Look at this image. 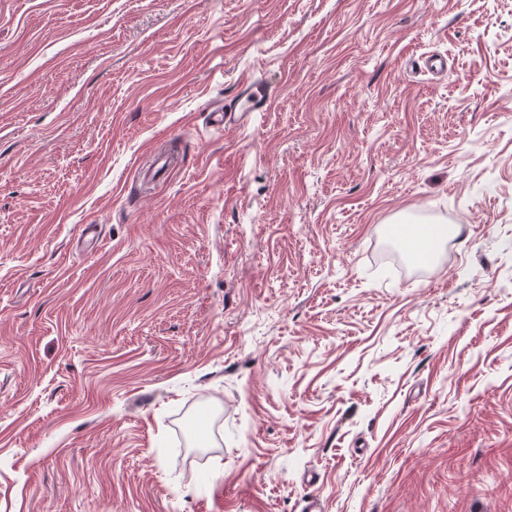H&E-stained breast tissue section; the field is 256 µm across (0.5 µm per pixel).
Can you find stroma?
Masks as SVG:
<instances>
[{
	"label": "stroma",
	"mask_w": 512,
	"mask_h": 512,
	"mask_svg": "<svg viewBox=\"0 0 512 512\" xmlns=\"http://www.w3.org/2000/svg\"><path fill=\"white\" fill-rule=\"evenodd\" d=\"M312 492L512 512V0H0V512ZM272 105L267 87L253 74L240 80V88L233 103L216 106L211 111L213 125L217 128L246 126L254 112H267ZM431 234L430 227H426L425 230L414 232L406 240L408 257L413 263L420 265L424 262Z\"/></svg>",
	"instance_id": "1"
}]
</instances>
